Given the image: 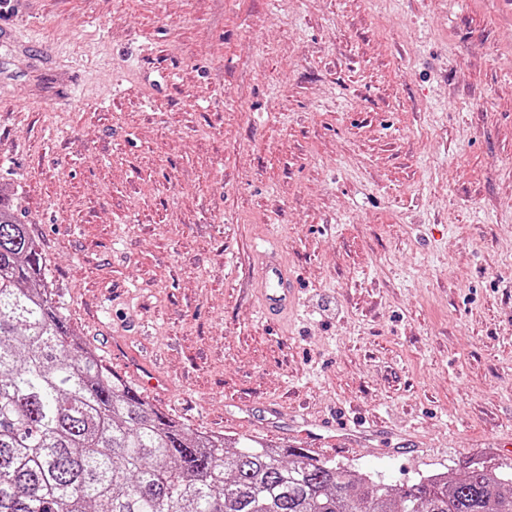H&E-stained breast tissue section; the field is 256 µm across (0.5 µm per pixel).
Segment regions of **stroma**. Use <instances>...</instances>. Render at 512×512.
<instances>
[{"mask_svg": "<svg viewBox=\"0 0 512 512\" xmlns=\"http://www.w3.org/2000/svg\"><path fill=\"white\" fill-rule=\"evenodd\" d=\"M0 188L84 346L208 435L512 468V0H9ZM299 299L266 315L255 251ZM396 430L357 441L351 417Z\"/></svg>", "mask_w": 512, "mask_h": 512, "instance_id": "stroma-1", "label": "stroma"}]
</instances>
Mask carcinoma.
I'll return each instance as SVG.
<instances>
[{"label":"carcinoma","mask_w":512,"mask_h":512,"mask_svg":"<svg viewBox=\"0 0 512 512\" xmlns=\"http://www.w3.org/2000/svg\"><path fill=\"white\" fill-rule=\"evenodd\" d=\"M45 267L0 195V512H512V474L478 460L399 491L190 430L80 345Z\"/></svg>","instance_id":"carcinoma-1"}]
</instances>
